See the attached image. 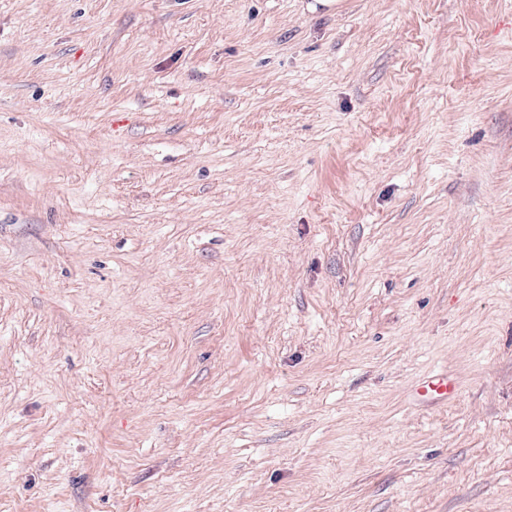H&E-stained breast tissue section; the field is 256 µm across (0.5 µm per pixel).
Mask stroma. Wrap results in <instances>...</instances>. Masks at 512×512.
Listing matches in <instances>:
<instances>
[{
	"label": "stroma",
	"mask_w": 512,
	"mask_h": 512,
	"mask_svg": "<svg viewBox=\"0 0 512 512\" xmlns=\"http://www.w3.org/2000/svg\"><path fill=\"white\" fill-rule=\"evenodd\" d=\"M0 512H512V0H0ZM456 386L447 375H433L419 387L417 393L424 399L448 400L456 394Z\"/></svg>",
	"instance_id": "35a3bbf8"
}]
</instances>
